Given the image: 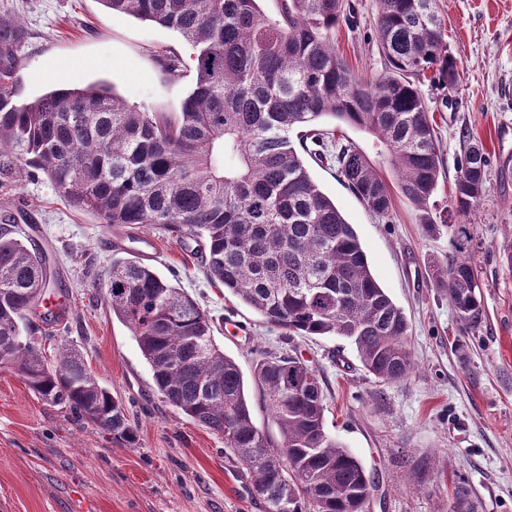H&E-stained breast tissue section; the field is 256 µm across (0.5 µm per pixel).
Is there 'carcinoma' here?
I'll return each mask as SVG.
<instances>
[{
  "label": "carcinoma",
  "instance_id": "1",
  "mask_svg": "<svg viewBox=\"0 0 512 512\" xmlns=\"http://www.w3.org/2000/svg\"><path fill=\"white\" fill-rule=\"evenodd\" d=\"M177 32L194 50L192 91L175 114L142 112L110 87L54 89L13 101L24 29L0 13V176L34 168L72 206L100 223L155 226L204 240L203 273L264 321L294 336L350 340L375 378H408L414 364L403 310L376 281L360 239L312 178L302 153L336 164L373 213L393 215V192L432 227L430 202L442 167L431 108L414 79L433 72L453 88L433 0H376L382 71L356 74L336 49L347 0H99ZM330 119L372 138L375 155L336 140ZM490 159L468 145L457 164L449 211L479 207ZM395 175L390 187L379 167ZM16 225L0 226V353L50 405L95 423L117 440L136 434L125 404L103 387L68 327L43 336L28 313L55 286L46 255ZM468 329L481 321L477 267L469 256L436 269ZM112 315L132 333L156 390L187 417L224 438L251 474L267 512H363L374 482L325 428L316 372L287 352L263 351L255 382L281 440L259 431L239 366L214 343V321L183 289L131 258L114 257L104 285ZM59 339L49 360L42 343ZM449 512H476L463 480Z\"/></svg>",
  "mask_w": 512,
  "mask_h": 512
}]
</instances>
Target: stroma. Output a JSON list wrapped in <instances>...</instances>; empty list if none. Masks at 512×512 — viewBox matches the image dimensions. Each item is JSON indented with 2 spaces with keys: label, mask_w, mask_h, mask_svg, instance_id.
Instances as JSON below:
<instances>
[{
  "label": "stroma",
  "mask_w": 512,
  "mask_h": 512,
  "mask_svg": "<svg viewBox=\"0 0 512 512\" xmlns=\"http://www.w3.org/2000/svg\"><path fill=\"white\" fill-rule=\"evenodd\" d=\"M350 2L355 17L337 30L336 46L355 71H379L375 0ZM3 8L26 31L15 102L105 81L129 106L172 113L193 87V71L173 78L163 69L164 51L191 53L172 30L111 14L99 0H0ZM436 8L461 80L450 91L420 86L443 158L435 215L444 214L467 144L482 143L492 161L479 209L465 225L482 321L464 329L434 278L455 253L451 228L461 217L449 215L431 229L399 199L393 217L381 218L336 167L312 161L313 179L353 224L374 275L407 317L415 370L407 380L382 383L345 339L297 336L288 346L319 374L327 432L375 483L365 512H448L458 479L477 512H512V0H436ZM17 213L24 231L52 250L69 343L126 403L137 443L76 421L0 369V512H266L223 439L156 391L134 336L93 283L118 252L142 259L196 299L217 326L216 343L243 373L255 425L273 437L278 430L253 374L259 350L286 346L281 329L210 284L203 247L185 250L176 234L101 224L34 174L0 182V222Z\"/></svg>",
  "instance_id": "obj_1"
}]
</instances>
